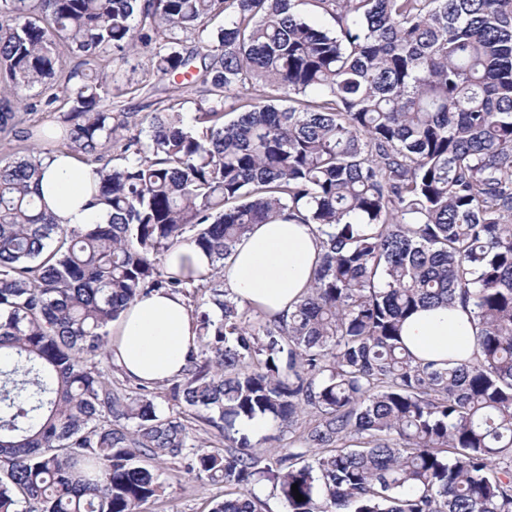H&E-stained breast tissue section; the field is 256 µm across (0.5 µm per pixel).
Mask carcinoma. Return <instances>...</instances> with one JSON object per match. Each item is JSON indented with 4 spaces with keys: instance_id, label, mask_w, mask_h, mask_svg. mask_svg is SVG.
I'll return each mask as SVG.
<instances>
[{
    "instance_id": "1",
    "label": "carcinoma",
    "mask_w": 512,
    "mask_h": 512,
    "mask_svg": "<svg viewBox=\"0 0 512 512\" xmlns=\"http://www.w3.org/2000/svg\"><path fill=\"white\" fill-rule=\"evenodd\" d=\"M307 2L336 31L295 0H0V136L32 142L0 159V512H141L163 458L245 487L209 512H263L267 477L288 512H512V0ZM135 52L204 88L196 112L102 109L142 90L111 68ZM57 151L96 166L108 223L33 196ZM276 221L320 247L278 320L222 275ZM185 244L211 272L166 270ZM159 289L201 299L168 414L110 366L112 322ZM458 299L475 358L416 361L404 319ZM254 418L296 447L262 459L226 433Z\"/></svg>"
}]
</instances>
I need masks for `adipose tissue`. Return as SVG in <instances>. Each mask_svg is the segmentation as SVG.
Listing matches in <instances>:
<instances>
[{
  "label": "adipose tissue",
  "mask_w": 512,
  "mask_h": 512,
  "mask_svg": "<svg viewBox=\"0 0 512 512\" xmlns=\"http://www.w3.org/2000/svg\"><path fill=\"white\" fill-rule=\"evenodd\" d=\"M95 179L92 165L63 151L44 160L32 189L59 224H105L108 211L89 204ZM319 254L314 225H253L224 263V287L267 316H288L307 294ZM477 332L471 305L459 302L419 310L402 326L403 341L418 360L442 365L472 359ZM197 349L195 323L178 294L156 291L138 297L112 324V359L140 381L180 376Z\"/></svg>",
  "instance_id": "ef3b65f1"
}]
</instances>
